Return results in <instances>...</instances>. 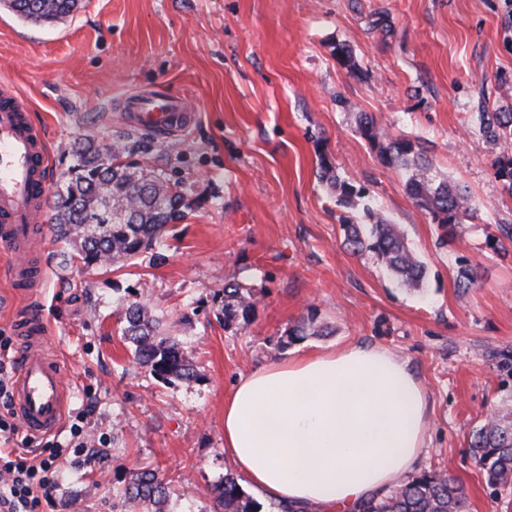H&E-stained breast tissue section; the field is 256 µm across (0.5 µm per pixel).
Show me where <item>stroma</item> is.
Returning a JSON list of instances; mask_svg holds the SVG:
<instances>
[{"label":"stroma","instance_id":"35a3bbf8","mask_svg":"<svg viewBox=\"0 0 512 512\" xmlns=\"http://www.w3.org/2000/svg\"><path fill=\"white\" fill-rule=\"evenodd\" d=\"M376 13L390 31L372 26ZM339 43L356 72L337 62ZM1 80L47 130L54 180L74 139L95 130L183 186L189 204L159 246L124 264H64L46 234L51 339L78 387L72 411L85 389L96 394L87 432L107 439L109 464H64L39 512H146L124 489L148 466L168 481L169 512H214L231 467L224 399L234 382L351 342L390 348L423 382L431 441L418 474L452 477L468 512H512V486L488 489L468 450L488 413L512 411V241L488 238L512 224L495 167L512 157V139L489 142L472 122L481 98L512 112V0H82L54 27L0 11ZM138 92L185 97L194 125L167 138L139 131L123 106ZM364 113L393 136L420 138L479 219L443 238L358 134ZM323 159L400 225L426 266L422 287L344 246ZM463 259L478 272L468 290L455 286ZM232 279L256 308L228 327ZM132 294L165 316L194 378L165 382L136 364L120 323ZM307 320L324 334L290 340Z\"/></svg>","mask_w":512,"mask_h":512}]
</instances>
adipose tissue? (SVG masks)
<instances>
[{
  "instance_id": "obj_1",
  "label": "adipose tissue",
  "mask_w": 512,
  "mask_h": 512,
  "mask_svg": "<svg viewBox=\"0 0 512 512\" xmlns=\"http://www.w3.org/2000/svg\"><path fill=\"white\" fill-rule=\"evenodd\" d=\"M429 403L382 345L289 356L241 376L224 400V447L264 497L294 512H358L413 473Z\"/></svg>"
}]
</instances>
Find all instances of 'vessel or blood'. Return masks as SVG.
I'll return each mask as SVG.
<instances>
[{
    "mask_svg": "<svg viewBox=\"0 0 512 512\" xmlns=\"http://www.w3.org/2000/svg\"><path fill=\"white\" fill-rule=\"evenodd\" d=\"M129 118L144 133L167 137L195 121L186 100L134 94ZM28 102L10 83L0 84V251L11 262L7 278L20 306L13 327L21 340L15 355L13 410L24 432L41 438L58 432L73 398L59 352L46 347L49 333L42 301L49 270L39 258L50 163L44 130L29 123Z\"/></svg>",
    "mask_w": 512,
    "mask_h": 512,
    "instance_id": "obj_1",
    "label": "vessel or blood"
}]
</instances>
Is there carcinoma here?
Wrapping results in <instances>:
<instances>
[{"mask_svg": "<svg viewBox=\"0 0 512 512\" xmlns=\"http://www.w3.org/2000/svg\"><path fill=\"white\" fill-rule=\"evenodd\" d=\"M17 18L51 26L73 15L79 0H0ZM336 60L354 70L356 62L345 43L335 47ZM478 132L490 142L512 138V112H490L478 104ZM358 134L373 145L382 162L400 174L405 190L432 222L452 232L478 219L479 207L465 190L432 173L419 139L393 137L372 118L359 121ZM125 149L106 143L93 133L81 135L71 147V164L54 193L57 239L64 244V258L90 268L131 260L151 250L166 227L185 217V195L177 183L144 166L123 160ZM503 190L512 194V158L496 163ZM320 179L330 181L337 202L347 210L341 217L344 245L354 253H373L403 283L417 287L426 269L405 242L400 228L389 221L370 199L365 188L330 173L320 160ZM477 271L460 267L456 285H476ZM254 311L251 296L237 283L224 284V324L247 319ZM122 336L134 347L136 364L157 378L194 377L178 341L162 329L163 323L148 313L134 297L122 308ZM486 485L494 490L512 484V421L506 416H487L470 443ZM125 496L142 501L148 512H166L167 483L156 470L143 468L132 474ZM215 512H265L248 495L234 474L228 472L215 488ZM466 497L455 480L445 475H422L394 487L379 499L364 503L361 512H467Z\"/></svg>", "mask_w": 512, "mask_h": 512, "instance_id": "obj_1", "label": "carcinoma"}]
</instances>
